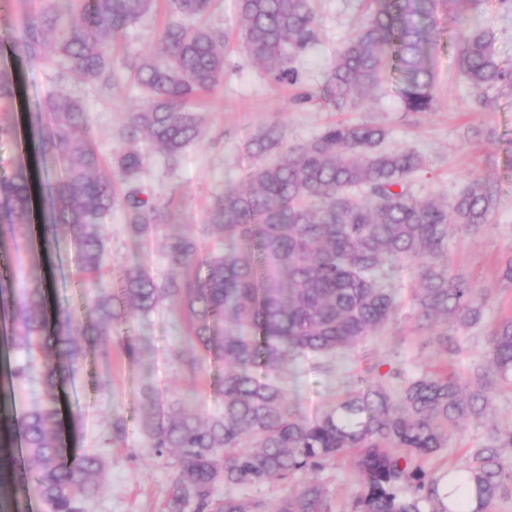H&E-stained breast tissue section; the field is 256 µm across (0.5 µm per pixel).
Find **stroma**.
<instances>
[{
    "mask_svg": "<svg viewBox=\"0 0 512 512\" xmlns=\"http://www.w3.org/2000/svg\"><path fill=\"white\" fill-rule=\"evenodd\" d=\"M313 7L321 39L299 59V81L289 85L272 82L245 59L238 45L234 0H220L209 24L226 40L224 82L204 98L207 119L201 139L186 148L175 167H168L158 157L142 176L157 202L176 200L174 222L141 242L130 236L122 213L113 212L105 226L110 263L115 268L142 263L154 274L167 277L176 272L167 255L169 235L191 234L206 245H215L219 234L204 230L208 204L255 166L247 142L262 127L279 124L284 145L291 146L314 139L336 122L379 126L388 132L385 147H408L424 157L423 169L411 178L416 196L447 199L472 179L499 187L490 223L475 234L454 231L448 239L450 271L477 278L487 295L480 324L452 334L458 346L452 365L460 376H467L474 364L483 361L491 328L512 316V283L502 277L505 261L512 258V87L492 90L488 107L476 105L470 84L456 66L454 50L448 44L449 21L444 18L439 22L435 102L430 111H405L397 74L362 105L336 111L320 99L319 89L337 49L359 28L364 9L362 0H313ZM480 20L495 35L498 60L512 63V8L504 9L497 0H490ZM165 22V7L160 4L146 20L128 30L112 55L122 81L105 94L97 85L75 83L53 66L7 56L6 67L20 76L22 87L13 100L0 104V124L18 131L17 136L0 139V175H10L15 161L25 154L39 181L61 176L62 161L54 154L41 153L38 141L28 137L31 122L49 126L51 115L45 100L58 88L82 96L90 134L104 161L112 162L125 145L121 131L127 112L139 101L130 68L156 43ZM302 92L309 93V100L297 101ZM0 261L16 295L44 289L48 311L80 313L92 304L94 279L79 270L74 246L64 236L46 240L33 233L25 239L0 238ZM414 281L413 268L400 273L398 314L386 329L333 361L309 357L291 365L285 386L300 414L315 417L344 398L371 366L408 375L436 368V345L414 329L410 299ZM122 333L143 340L149 355L145 361L134 362L123 355L118 339H80L85 360L77 371L65 373L57 388L63 443L67 455L96 450L107 460L100 489L87 503L86 512H163L175 459L156 456L138 429L141 388L150 382L167 395L195 394L196 410L207 419L223 411L220 381L224 365L207 360L188 369L183 363L191 348L188 325L164 308L147 318L128 316ZM116 417L127 422V433L119 443L111 438V422ZM508 426L512 427V382L497 385L493 408L484 419L449 432L447 450L430 460L427 470L444 475L449 467L464 462L469 450L482 444L491 428Z\"/></svg>",
    "mask_w": 512,
    "mask_h": 512,
    "instance_id": "1",
    "label": "stroma"
}]
</instances>
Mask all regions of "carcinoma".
<instances>
[{
	"instance_id": "1",
	"label": "carcinoma",
	"mask_w": 512,
	"mask_h": 512,
	"mask_svg": "<svg viewBox=\"0 0 512 512\" xmlns=\"http://www.w3.org/2000/svg\"><path fill=\"white\" fill-rule=\"evenodd\" d=\"M214 0H168L171 18L158 42L135 69L141 104L123 128L127 147L113 167L92 140L82 101L66 92L48 95L52 123L44 150L67 161L63 178L49 186L46 230L74 245L84 271L105 263L103 220L123 212L138 240L171 224L174 200L160 205L141 185L152 154L176 163L206 121L195 101L224 80V37L208 25L187 21L209 15ZM364 25L336 53L324 76L322 100L337 111L360 103L355 94L379 87L394 72L403 76L405 108L427 112L434 96V32L440 13L456 26V64L480 107L489 92L512 81V68L493 50V34L478 21L488 0H366ZM155 0H44L20 37L0 36V46L29 59L57 61L76 79L116 86L112 44L147 17ZM242 50L275 83L294 85L296 58L318 40L310 0H236ZM9 71L0 69V101L14 97ZM385 131L368 125L335 124L315 139L281 147L282 130L268 125L250 138L258 164L241 185L216 195L208 222L231 242L228 251L204 250L200 241L174 235L168 255L183 268L179 278H156L144 265L120 271L119 287L97 289L90 319L68 313L54 334L45 333L44 296L33 289L21 300L0 279V303L11 305L12 343L41 365L12 370L20 385L38 381L40 398L18 425L26 449L22 467L0 468V490L37 499L48 512H85L99 490L106 458H68L61 448L56 408L61 374L78 364L77 338L87 331L112 336L135 312L154 313L163 303L188 322L194 348L190 364L224 362V413L200 418L186 397H167L152 384L142 388L140 431L155 453L174 454L166 512H335L323 482L315 477L272 502H246L232 489L316 474L351 456L359 491L347 512H493L512 499V467L502 461L512 448V428L491 433L469 460L454 469L459 479L455 510L426 458L448 447V432L490 408L495 387L512 380V318L491 330L487 360L462 378L448 372L455 352L448 330L468 328L482 317L485 295L471 278L448 273V235L459 227L476 231L490 223L497 191L471 181L448 200L418 198L409 178L424 158L407 148L384 149ZM31 171L19 163L0 179V229L26 233L32 224ZM415 266L411 296L415 329L429 330L442 353L433 372L365 377L360 388L308 420L290 404L279 377L298 356L346 351L384 329L395 310L399 271ZM119 347L130 359L145 354L141 340L127 336ZM267 378L258 380L253 370ZM224 498L214 496L217 485Z\"/></svg>"
}]
</instances>
